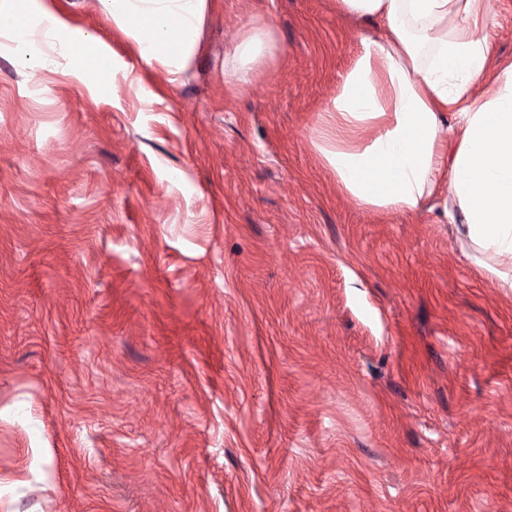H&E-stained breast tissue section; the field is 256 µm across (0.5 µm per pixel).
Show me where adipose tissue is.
<instances>
[{"label": "adipose tissue", "mask_w": 512, "mask_h": 512, "mask_svg": "<svg viewBox=\"0 0 512 512\" xmlns=\"http://www.w3.org/2000/svg\"><path fill=\"white\" fill-rule=\"evenodd\" d=\"M147 66L183 70L210 0H98ZM33 10L36 24L21 21ZM339 16L377 20L326 106L333 130L313 147L337 184L365 209L399 215L442 196L470 257L512 291V62L494 63L492 0H336ZM72 31L53 0H0V32L34 50L40 81L68 55ZM269 28L249 25L225 53L236 83L273 58ZM489 91H480L484 81Z\"/></svg>", "instance_id": "1"}]
</instances>
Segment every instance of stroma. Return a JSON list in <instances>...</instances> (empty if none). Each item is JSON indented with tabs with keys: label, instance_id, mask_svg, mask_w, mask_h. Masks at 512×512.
<instances>
[{
	"label": "stroma",
	"instance_id": "obj_1",
	"mask_svg": "<svg viewBox=\"0 0 512 512\" xmlns=\"http://www.w3.org/2000/svg\"><path fill=\"white\" fill-rule=\"evenodd\" d=\"M56 7L79 74L0 36V512H512V294L312 145L358 24L216 0L170 75ZM275 50V41L269 28L253 23L244 29L238 41L225 52L224 64L236 83L246 85L254 73L273 58Z\"/></svg>",
	"mask_w": 512,
	"mask_h": 512
}]
</instances>
